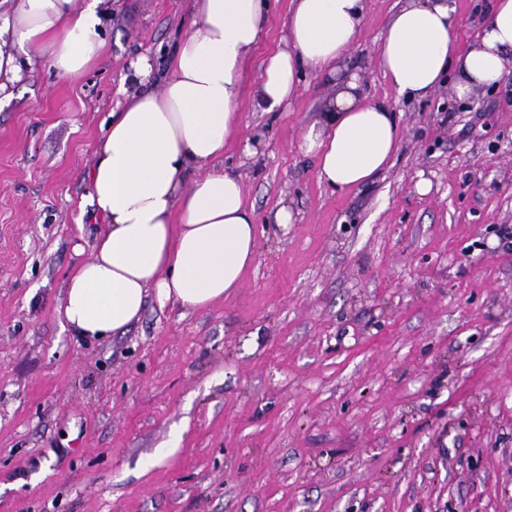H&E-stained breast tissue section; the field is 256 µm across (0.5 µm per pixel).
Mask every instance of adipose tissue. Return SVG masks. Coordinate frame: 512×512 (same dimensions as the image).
<instances>
[{
  "mask_svg": "<svg viewBox=\"0 0 512 512\" xmlns=\"http://www.w3.org/2000/svg\"><path fill=\"white\" fill-rule=\"evenodd\" d=\"M160 89L153 68L134 69L143 89L112 113L87 173L88 203L104 218L89 259L70 273L59 313L75 335L102 338L128 328L149 289L160 301L201 309L239 287L256 251L255 209L239 177L215 168L235 135L250 56L264 33L269 0H193ZM368 0H291L286 47L258 75L257 106L280 111L303 72L337 74L359 42ZM107 0H0V76L34 69L38 48L60 76L100 57ZM383 75L398 97L422 99L439 87L468 100L512 65V0H491L474 43L460 48L448 0H405L381 36ZM400 142L390 102L371 98L357 76L303 132L300 148L317 178L343 192L372 181Z\"/></svg>",
  "mask_w": 512,
  "mask_h": 512,
  "instance_id": "1",
  "label": "adipose tissue"
}]
</instances>
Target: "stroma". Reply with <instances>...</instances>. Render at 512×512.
I'll return each instance as SVG.
<instances>
[{
    "instance_id": "1",
    "label": "stroma",
    "mask_w": 512,
    "mask_h": 512,
    "mask_svg": "<svg viewBox=\"0 0 512 512\" xmlns=\"http://www.w3.org/2000/svg\"><path fill=\"white\" fill-rule=\"evenodd\" d=\"M396 3L369 0L343 62L395 102L390 167L344 192L319 182L300 139L330 77L257 112L290 6L272 0L224 150L255 208V259L208 308L152 294L106 338L58 314L103 224L86 174L134 64L163 76L192 0H112L89 69L63 78L43 57L8 83L0 512H512V71L463 103L397 98L378 57Z\"/></svg>"
}]
</instances>
